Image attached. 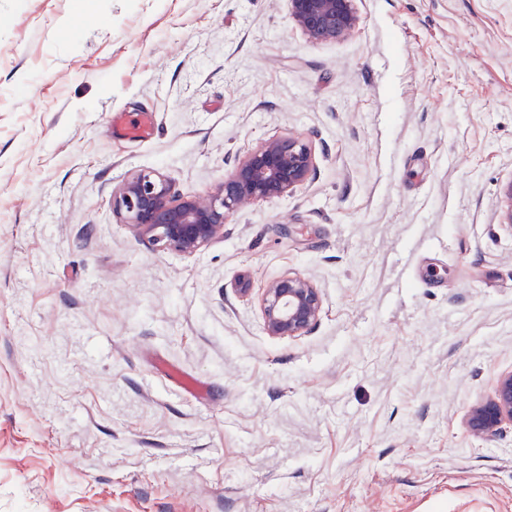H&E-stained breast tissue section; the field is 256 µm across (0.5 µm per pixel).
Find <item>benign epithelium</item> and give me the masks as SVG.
I'll return each instance as SVG.
<instances>
[{
    "mask_svg": "<svg viewBox=\"0 0 512 512\" xmlns=\"http://www.w3.org/2000/svg\"><path fill=\"white\" fill-rule=\"evenodd\" d=\"M288 20L311 44L338 42L359 25L356 0H286ZM314 154L299 138L274 137L233 166L206 195L175 191L163 174L140 171L128 176L112 196L113 212L123 223L163 250L192 256L224 237V224L237 210L257 201L281 199L313 180ZM501 224L512 229V180L503 190ZM321 291L308 278L286 274L271 281L261 296L268 335L298 337L318 322ZM512 426V370L499 375L490 396L474 404L465 419L473 436L489 439Z\"/></svg>",
    "mask_w": 512,
    "mask_h": 512,
    "instance_id": "1",
    "label": "benign epithelium"
}]
</instances>
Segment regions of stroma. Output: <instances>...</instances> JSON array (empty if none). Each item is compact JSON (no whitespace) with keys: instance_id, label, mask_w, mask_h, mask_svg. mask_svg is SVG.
I'll return each instance as SVG.
<instances>
[{"instance_id":"obj_1","label":"stroma","mask_w":512,"mask_h":512,"mask_svg":"<svg viewBox=\"0 0 512 512\" xmlns=\"http://www.w3.org/2000/svg\"><path fill=\"white\" fill-rule=\"evenodd\" d=\"M356 6L312 45L284 0H0V512H512V427L463 426L512 369V0ZM288 136L314 179L195 255L112 211ZM289 272L323 309L275 338ZM260 306L267 334L292 338L305 335L316 325L323 299L310 279L288 273L267 285Z\"/></svg>"}]
</instances>
